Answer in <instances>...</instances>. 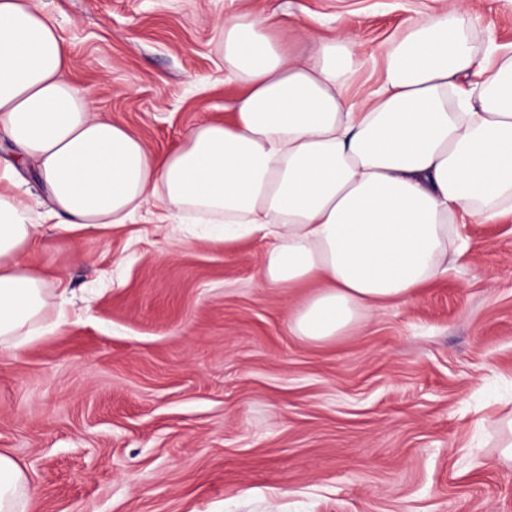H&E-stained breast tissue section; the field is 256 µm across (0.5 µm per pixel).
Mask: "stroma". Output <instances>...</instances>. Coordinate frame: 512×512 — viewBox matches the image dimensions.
<instances>
[{
    "instance_id": "obj_1",
    "label": "stroma",
    "mask_w": 512,
    "mask_h": 512,
    "mask_svg": "<svg viewBox=\"0 0 512 512\" xmlns=\"http://www.w3.org/2000/svg\"><path fill=\"white\" fill-rule=\"evenodd\" d=\"M94 112L157 157L227 121L219 21L277 11L306 52L347 27L354 89L442 0H38ZM478 49L512 44V0H470ZM448 274L334 340L294 336L319 288L262 284L266 243L171 237L147 205L115 229L42 228L22 260L63 323L0 356V453L25 512H512L498 422L512 413V215L460 225Z\"/></svg>"
}]
</instances>
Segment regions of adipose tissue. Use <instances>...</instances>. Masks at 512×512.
<instances>
[{"mask_svg": "<svg viewBox=\"0 0 512 512\" xmlns=\"http://www.w3.org/2000/svg\"><path fill=\"white\" fill-rule=\"evenodd\" d=\"M469 0H445L393 40L378 85L351 99V33L294 53L276 14L225 16L229 79L245 84L231 124L203 122L156 159L94 114L67 49L36 0H0V142L35 168L55 228L117 227L148 199L212 227L268 240L262 282L321 287L293 314L300 339L345 335L406 303L467 250L458 219L512 213V50L477 52ZM15 163L0 164V353L41 328L48 284L20 261L38 238ZM27 478L0 453V512H20Z\"/></svg>", "mask_w": 512, "mask_h": 512, "instance_id": "adipose-tissue-1", "label": "adipose tissue"}]
</instances>
